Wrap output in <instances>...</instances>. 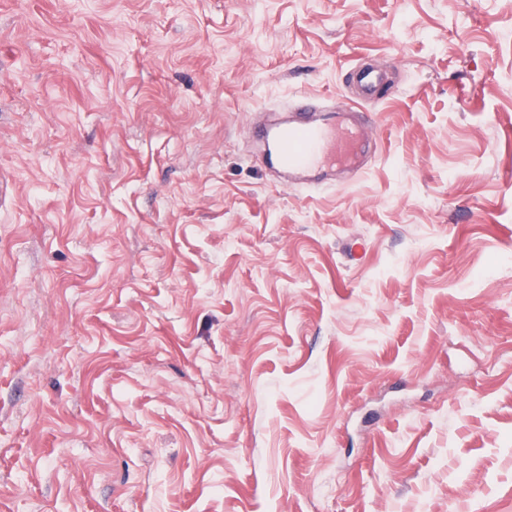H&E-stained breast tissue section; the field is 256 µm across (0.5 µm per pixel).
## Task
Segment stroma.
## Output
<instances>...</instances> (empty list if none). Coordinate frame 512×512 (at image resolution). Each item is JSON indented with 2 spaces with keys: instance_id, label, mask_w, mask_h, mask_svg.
Returning a JSON list of instances; mask_svg holds the SVG:
<instances>
[{
  "instance_id": "stroma-1",
  "label": "stroma",
  "mask_w": 512,
  "mask_h": 512,
  "mask_svg": "<svg viewBox=\"0 0 512 512\" xmlns=\"http://www.w3.org/2000/svg\"><path fill=\"white\" fill-rule=\"evenodd\" d=\"M0 512H512V0H0ZM353 79L357 87V103H368L375 101L377 96V88L380 85V76L374 70L363 64L356 63L351 66ZM319 99L302 96L295 104L288 103L269 112H294L276 118L251 130L253 139L266 145L264 161L282 181L284 187L294 186L295 175H307L332 168L337 161H349L355 154L360 137L357 128L349 125L324 126L307 117L316 109Z\"/></svg>"
}]
</instances>
